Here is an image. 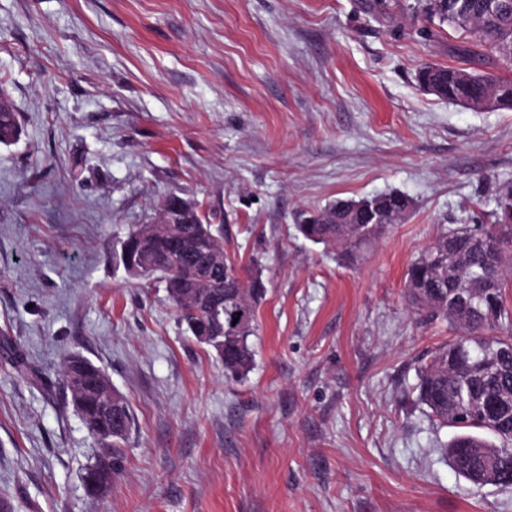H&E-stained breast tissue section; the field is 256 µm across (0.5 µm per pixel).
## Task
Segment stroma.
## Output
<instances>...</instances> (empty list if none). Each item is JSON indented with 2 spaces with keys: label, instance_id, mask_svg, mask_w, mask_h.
I'll list each match as a JSON object with an SVG mask.
<instances>
[{
  "label": "stroma",
  "instance_id": "stroma-1",
  "mask_svg": "<svg viewBox=\"0 0 512 512\" xmlns=\"http://www.w3.org/2000/svg\"><path fill=\"white\" fill-rule=\"evenodd\" d=\"M0 0V496L14 512H512V488L448 462L417 396L452 336L405 271L441 224H486L512 179V110L416 79L460 65L392 0ZM398 192L413 209L358 262L295 216ZM260 257L266 297L241 378L194 342L164 282L115 259L167 194ZM82 355L134 425L106 491L70 402Z\"/></svg>",
  "mask_w": 512,
  "mask_h": 512
}]
</instances>
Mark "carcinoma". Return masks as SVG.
Instances as JSON below:
<instances>
[{"label": "carcinoma", "instance_id": "obj_1", "mask_svg": "<svg viewBox=\"0 0 512 512\" xmlns=\"http://www.w3.org/2000/svg\"><path fill=\"white\" fill-rule=\"evenodd\" d=\"M413 10L428 27H451L464 35L457 47L459 56L474 61L488 48L498 61L512 67V0H497L493 11L485 0H415ZM419 85L451 103L473 108L484 107L492 95L502 98L499 108L512 109V80L470 67L428 64L418 74ZM19 134L17 114L0 112V145L12 143ZM409 198L388 193L363 200L367 208H352L348 200L336 199L323 209L302 213L297 219L300 233L316 244H334L343 256L355 262L390 227L401 223L410 208ZM495 221L479 225L492 245L488 252L470 235L471 226L440 225L432 242L410 263L405 287L418 312L430 318L442 317L457 335L441 347L418 373V400L432 419L443 427L457 429L444 445L454 471L472 485L476 473L489 458L503 482L512 487V359H503L487 371L484 366L487 346L512 353V307L506 288L512 286V181L497 188ZM224 251L221 224H139L128 233L118 256L126 273L134 279L157 278L165 283L178 318L193 338L210 337L224 371L243 375L254 357L250 337L257 335V312L266 294L258 260L242 266L228 256L227 264L205 266L206 244ZM468 288L481 306L493 303L495 313L484 318L468 307L448 300V289ZM248 318L245 325L233 319ZM62 372L71 401L87 429L106 449L88 471L93 476L89 489L101 493L112 482V473L121 465L122 444L127 435H112L115 415L102 401L99 386L108 381L102 368L80 355H70ZM482 374L489 384L484 394L490 399H507L508 427L489 423L470 403L475 376Z\"/></svg>", "mask_w": 512, "mask_h": 512}]
</instances>
